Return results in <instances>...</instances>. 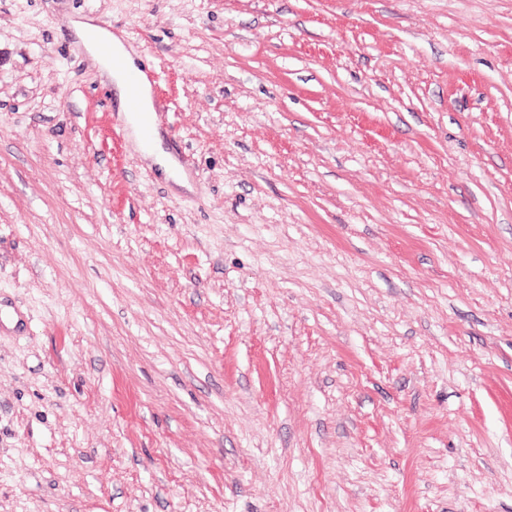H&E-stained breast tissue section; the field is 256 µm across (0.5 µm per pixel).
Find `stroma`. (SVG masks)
<instances>
[{
    "label": "stroma",
    "mask_w": 512,
    "mask_h": 512,
    "mask_svg": "<svg viewBox=\"0 0 512 512\" xmlns=\"http://www.w3.org/2000/svg\"><path fill=\"white\" fill-rule=\"evenodd\" d=\"M0 512H512V0H0ZM73 27L82 39L87 52L109 74L112 83L120 91V110L126 113V121L134 141L145 158L156 165L167 179L173 180L179 186L190 189L187 178L179 171L177 161L162 147V140L154 122L153 113L155 108L152 89L143 73H141L142 78L138 88V109L134 110L130 105L125 72L140 73L139 59L136 54L125 45L118 35L106 29L98 28L96 37L86 40L84 32L91 25L87 22L76 21L73 23Z\"/></svg>",
    "instance_id": "obj_1"
}]
</instances>
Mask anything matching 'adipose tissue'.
I'll return each instance as SVG.
<instances>
[{"label": "adipose tissue", "instance_id": "adipose-tissue-1", "mask_svg": "<svg viewBox=\"0 0 512 512\" xmlns=\"http://www.w3.org/2000/svg\"><path fill=\"white\" fill-rule=\"evenodd\" d=\"M84 47L120 90V109L125 112L134 141L145 158L156 165L166 178L179 186H187L188 180L180 173L177 161L162 147V140L154 122V100L148 79L140 81L138 107L130 105L129 95L125 91V74L129 71H138L139 60L136 54L118 35L103 28L97 29L95 38L85 41Z\"/></svg>", "mask_w": 512, "mask_h": 512}]
</instances>
